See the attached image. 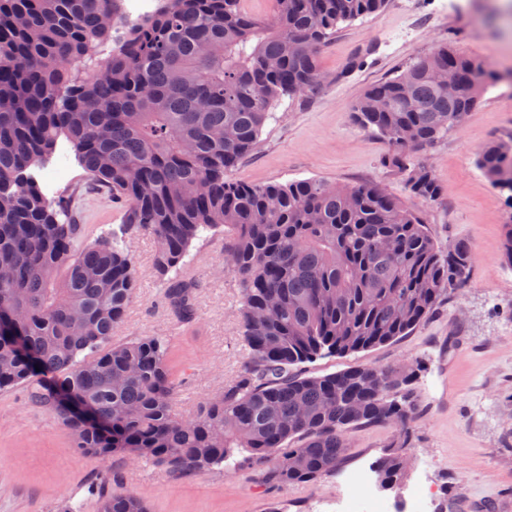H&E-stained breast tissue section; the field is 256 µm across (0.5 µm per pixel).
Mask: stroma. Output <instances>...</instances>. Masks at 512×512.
I'll list each match as a JSON object with an SVG mask.
<instances>
[{
	"label": "stroma",
	"instance_id": "obj_1",
	"mask_svg": "<svg viewBox=\"0 0 512 512\" xmlns=\"http://www.w3.org/2000/svg\"><path fill=\"white\" fill-rule=\"evenodd\" d=\"M440 44L512 71V0H388L382 11L342 26L321 50L323 88L309 100L285 97L273 104L259 145L231 177L260 185L306 178L375 184L421 215L440 250L470 243L468 283L449 291L409 335L300 369L322 376L357 366L418 365L419 412L410 424L407 475L382 497L401 512L407 492L423 482L433 490L427 512H482L486 503L494 512H512V266L503 258L512 203L477 164L490 140L512 137V84L489 87L458 128L423 151L443 190L431 204L410 194L404 174L387 161V143L351 118L370 84L399 74ZM355 56L365 57V67L336 80ZM60 166L66 175L45 197L55 202L73 193L61 222L82 225L91 240L111 233L124 208L88 187L63 136L32 174L41 182ZM230 247L220 231L193 241L181 272L195 285L197 316L185 324L165 298L153 235L142 230L128 242L137 286L112 342L167 338L173 410L183 417L196 416L221 395L249 358L243 291L225 264ZM395 438L387 425L357 428L334 473L268 492L249 468L185 475L129 451L105 460L89 455L75 447L53 411L33 404L17 386L0 391V512H98L101 496L126 494L142 499L148 512H269L273 506L331 512V502L349 491L346 474L373 469Z\"/></svg>",
	"mask_w": 512,
	"mask_h": 512
}]
</instances>
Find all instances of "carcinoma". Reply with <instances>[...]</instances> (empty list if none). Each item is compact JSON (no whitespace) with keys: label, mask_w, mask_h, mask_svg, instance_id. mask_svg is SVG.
<instances>
[{"label":"carcinoma","mask_w":512,"mask_h":512,"mask_svg":"<svg viewBox=\"0 0 512 512\" xmlns=\"http://www.w3.org/2000/svg\"><path fill=\"white\" fill-rule=\"evenodd\" d=\"M121 2L0 0V311L20 315L21 337L18 345L0 333V390L25 386L97 457L130 450L185 474L252 466L267 488L336 471L351 430L391 425L397 441L376 471L381 485L399 484L415 370L309 376L294 366L407 335L468 282L471 245L438 250L419 214L374 184L229 177L274 102L322 88L329 37L388 0H276L266 22L241 0H162L95 74L70 79L67 66L106 41ZM448 71L451 96L436 80ZM500 80L483 59L439 45L368 86L353 114L387 141L410 193L433 203L442 189L417 152L460 126ZM61 133L90 182L126 203L110 238L81 240L82 225L58 220L71 197L47 201L28 173ZM478 165L512 201V140H491ZM219 228L232 237L227 263L243 287L250 357L223 394L184 419L172 410L167 339L111 343L134 297L126 238L153 233L168 303L190 322L193 284L167 274ZM70 393L94 424L63 405ZM99 509L147 512L134 495L103 496Z\"/></svg>","instance_id":"carcinoma-1"}]
</instances>
